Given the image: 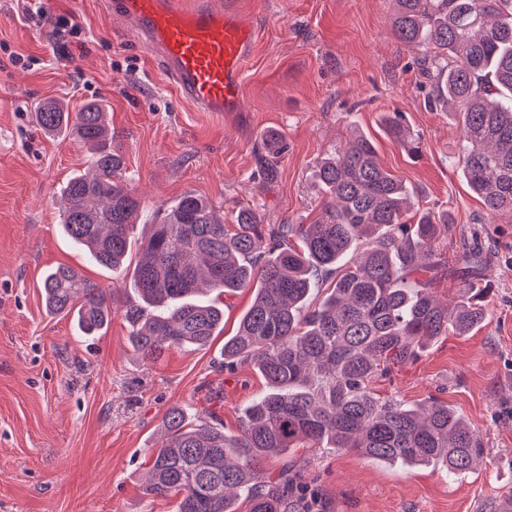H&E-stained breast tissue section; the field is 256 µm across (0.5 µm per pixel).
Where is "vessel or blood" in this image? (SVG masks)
Segmentation results:
<instances>
[{
    "mask_svg": "<svg viewBox=\"0 0 512 512\" xmlns=\"http://www.w3.org/2000/svg\"><path fill=\"white\" fill-rule=\"evenodd\" d=\"M180 96L205 112H237L253 26L226 0H120Z\"/></svg>",
    "mask_w": 512,
    "mask_h": 512,
    "instance_id": "vessel-or-blood-1",
    "label": "vessel or blood"
}]
</instances>
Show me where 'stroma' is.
Segmentation results:
<instances>
[{"label":"stroma","mask_w":512,"mask_h":512,"mask_svg":"<svg viewBox=\"0 0 512 512\" xmlns=\"http://www.w3.org/2000/svg\"><path fill=\"white\" fill-rule=\"evenodd\" d=\"M256 30L240 112H200L182 100L107 0H43L49 16L76 14L81 49L53 51L51 26L25 24L16 0H0V512H173L144 493L167 411H215L237 431L264 389L252 369L225 372L224 339L253 300L227 299L224 332L200 348L149 361L116 312L105 333L80 335L49 315L41 281L66 264L102 288L132 298L128 269L90 264L63 234L58 195L87 167L73 138L38 127L34 103L69 111L108 106L126 181L148 209L195 193L232 219L256 209L269 224H307L321 208L316 165L349 137L372 138L384 167L412 186L419 209L449 211L437 250L450 258L478 239L489 264L490 313L467 336L432 342L413 363L376 379L380 398L415 405L437 398L462 413L483 442L475 470L448 477L429 466H387L355 451H296L328 512H496L512 496V212L487 217L451 158L459 143L450 114L426 107L419 54L392 32V0H238ZM30 57L15 66L12 54ZM403 113L421 137L418 154L386 138L384 113ZM282 134L275 180L257 173L262 134Z\"/></svg>","instance_id":"1"}]
</instances>
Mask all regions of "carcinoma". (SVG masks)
Masks as SVG:
<instances>
[{
  "mask_svg": "<svg viewBox=\"0 0 512 512\" xmlns=\"http://www.w3.org/2000/svg\"><path fill=\"white\" fill-rule=\"evenodd\" d=\"M392 29L424 48L419 58L429 103L458 117L457 157L469 189L487 215L512 212V0H395ZM33 112L50 136L86 146L90 174L62 190L61 227L88 262L117 270L142 220L132 289L137 301L58 266L42 279L50 314L74 313L77 330L99 334L122 305L132 347L149 360L172 348L206 345L224 325V298L255 291L237 333L224 341V370L249 367L265 391L227 433L208 417L171 408L153 448L145 492L172 500L175 512H326L319 489L283 463L277 475L263 461L292 448L354 449L401 466L438 465L464 474L483 453L478 431L446 402L415 408L382 400L372 382L416 360L432 340L466 336L488 317L485 268L478 250L447 261L436 244L452 216L416 210L414 191L382 166L372 140L355 134L321 161L314 180L324 194L310 224H265L250 207L233 223L204 197L186 194L151 213L124 184V154L112 149L106 105L88 102L71 114L38 102ZM385 133L410 153L420 138L400 112L383 116ZM261 175H277L283 138L264 135ZM443 277L458 281L448 305L434 295ZM329 292L314 303L321 282Z\"/></svg>",
  "mask_w": 512,
  "mask_h": 512,
  "instance_id": "obj_1",
  "label": "carcinoma"
}]
</instances>
